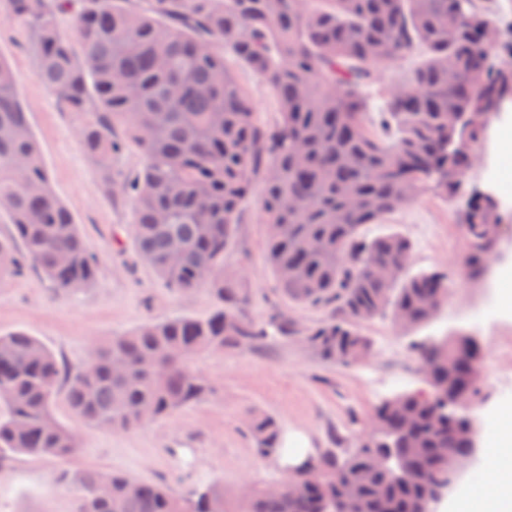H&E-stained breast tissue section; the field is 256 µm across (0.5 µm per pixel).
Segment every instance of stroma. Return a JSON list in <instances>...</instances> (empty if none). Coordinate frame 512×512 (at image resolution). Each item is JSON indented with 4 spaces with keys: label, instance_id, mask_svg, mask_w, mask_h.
I'll list each match as a JSON object with an SVG mask.
<instances>
[{
    "label": "stroma",
    "instance_id": "stroma-1",
    "mask_svg": "<svg viewBox=\"0 0 512 512\" xmlns=\"http://www.w3.org/2000/svg\"><path fill=\"white\" fill-rule=\"evenodd\" d=\"M0 57L18 75L20 99L53 189L101 257L97 282L74 293L61 292L32 267L1 280L0 335L28 333L72 370L86 364L113 335L147 321L208 314L212 301L205 291L175 293L137 258L130 203L109 194L104 175L85 153L81 116L66 111L39 79L28 34L10 19L7 0H0ZM490 152V145H483L477 164L464 177L466 188L493 189L502 203L498 239L483 276L471 277L468 270L470 246L458 220L461 203H446L429 192L361 229L368 240L400 233L413 245V271L445 273L448 296L428 323L405 331L387 314L363 323L371 353L348 366L321 360L297 336L194 356L191 368L209 381L211 393L129 433L88 428L69 408L66 388H59L55 415L82 445L72 469L120 472L179 494L213 480L232 490L272 480L284 470L259 455L246 429L249 414L275 418L282 432L302 433L318 453L359 447L373 433L380 402L424 388L412 345L428 336L466 332L479 341V382L470 406L474 418L492 405L512 401V320L496 314L492 282L496 267L512 261V165L496 163ZM262 189V182L254 181L237 235L224 255L225 270L240 275L250 292L247 315L263 323L277 313L301 326L334 317L335 302L298 304L280 287L267 261ZM61 471L53 460L27 455L0 465V512H76L78 492L61 479Z\"/></svg>",
    "mask_w": 512,
    "mask_h": 512
}]
</instances>
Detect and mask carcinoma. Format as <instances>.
Wrapping results in <instances>:
<instances>
[{
    "instance_id": "1",
    "label": "carcinoma",
    "mask_w": 512,
    "mask_h": 512,
    "mask_svg": "<svg viewBox=\"0 0 512 512\" xmlns=\"http://www.w3.org/2000/svg\"><path fill=\"white\" fill-rule=\"evenodd\" d=\"M79 2L75 45L59 31L72 0H8V9L28 32L49 92L70 112L95 113L81 143L98 166L112 174V161L130 146L143 156L134 179L108 178L132 205L140 258L179 293L207 291L213 309L114 336L75 372L25 332L0 335V465L20 454L62 463L77 454L79 437L52 412L63 379L70 409L88 427L128 432L208 395L190 354L252 346L274 332L301 337L327 362L352 365L372 347L360 324L386 312L402 329L433 318L448 294L445 277L410 272L412 245L402 235L368 241L360 229L428 190L447 202L464 193L478 154L448 148V117L486 113L469 131L477 147L512 103V72L480 42L495 29L491 13L476 0H150L142 10L129 0ZM227 55L275 96L273 123L258 122ZM406 57L415 66L379 87L378 69ZM373 92L384 100L377 114ZM117 122L122 139L112 133ZM258 176L267 259L281 288L302 304L336 301L335 317L298 327L281 315L259 324L245 314L249 291L224 273V253ZM0 212L15 232L0 238V280L25 260L62 292L95 283L100 260L51 187L14 70L1 57ZM461 218L470 274L479 277L497 241L500 202L472 191ZM175 239L182 254L172 265ZM380 267L399 275L386 280ZM415 351L427 390L386 399L375 413L379 435L366 448L342 457L329 449L275 481V491L263 483L237 495L220 481L178 495L139 480L129 496L130 476L66 471L78 490L76 512H335L336 500L352 494L361 512H415L416 503H431V486L452 482L473 455L467 419H439L435 401L472 396L480 349L442 336ZM248 428L262 456L281 454L273 418L253 415ZM370 450L400 462L404 477L368 468ZM104 478L112 496L99 498Z\"/></svg>"
}]
</instances>
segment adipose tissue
<instances>
[{
	"instance_id": "1",
	"label": "adipose tissue",
	"mask_w": 512,
	"mask_h": 512,
	"mask_svg": "<svg viewBox=\"0 0 512 512\" xmlns=\"http://www.w3.org/2000/svg\"><path fill=\"white\" fill-rule=\"evenodd\" d=\"M487 430L480 442V481H463L439 512H512V401L484 414Z\"/></svg>"
}]
</instances>
